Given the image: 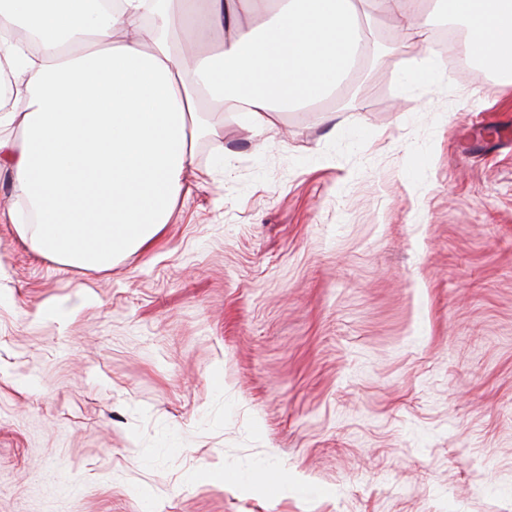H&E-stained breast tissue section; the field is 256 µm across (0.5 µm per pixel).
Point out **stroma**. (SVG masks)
Masks as SVG:
<instances>
[{"label": "stroma", "mask_w": 512, "mask_h": 512, "mask_svg": "<svg viewBox=\"0 0 512 512\" xmlns=\"http://www.w3.org/2000/svg\"><path fill=\"white\" fill-rule=\"evenodd\" d=\"M363 36L334 123L217 120L150 249L0 223V512H512V87Z\"/></svg>", "instance_id": "1"}]
</instances>
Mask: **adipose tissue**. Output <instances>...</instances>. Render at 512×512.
Returning a JSON list of instances; mask_svg holds the SVG:
<instances>
[{"mask_svg":"<svg viewBox=\"0 0 512 512\" xmlns=\"http://www.w3.org/2000/svg\"><path fill=\"white\" fill-rule=\"evenodd\" d=\"M175 0L186 30L217 29L190 59L152 35L158 0H0V172L11 178L13 225L34 254L110 268L149 248L198 170L209 114L240 113L249 139L283 112H307L361 56L356 0ZM421 48L409 80H437L428 53L440 11L462 25L466 56L512 84V0H370ZM30 42H11L15 28Z\"/></svg>","mask_w":512,"mask_h":512,"instance_id":"adipose-tissue-1","label":"adipose tissue"}]
</instances>
